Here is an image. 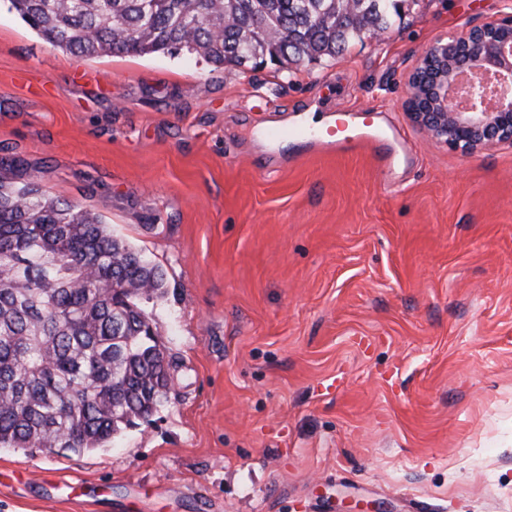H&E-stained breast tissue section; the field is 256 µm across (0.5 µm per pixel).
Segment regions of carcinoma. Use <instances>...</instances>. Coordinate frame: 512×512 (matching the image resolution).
Returning a JSON list of instances; mask_svg holds the SVG:
<instances>
[{
	"mask_svg": "<svg viewBox=\"0 0 512 512\" xmlns=\"http://www.w3.org/2000/svg\"><path fill=\"white\" fill-rule=\"evenodd\" d=\"M76 57L196 55L216 68L334 59L408 0H9ZM161 269L99 216L0 182V448L108 447L168 401L171 364L141 300Z\"/></svg>",
	"mask_w": 512,
	"mask_h": 512,
	"instance_id": "carcinoma-1",
	"label": "carcinoma"
}]
</instances>
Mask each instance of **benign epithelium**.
<instances>
[{"label": "benign epithelium", "instance_id": "1", "mask_svg": "<svg viewBox=\"0 0 512 512\" xmlns=\"http://www.w3.org/2000/svg\"><path fill=\"white\" fill-rule=\"evenodd\" d=\"M510 85L511 12L424 50L408 79V116L433 142L463 154L512 145Z\"/></svg>", "mask_w": 512, "mask_h": 512}]
</instances>
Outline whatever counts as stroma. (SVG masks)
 I'll return each mask as SVG.
<instances>
[{
    "label": "stroma",
    "instance_id": "1",
    "mask_svg": "<svg viewBox=\"0 0 512 512\" xmlns=\"http://www.w3.org/2000/svg\"><path fill=\"white\" fill-rule=\"evenodd\" d=\"M512 0H417L335 60L78 58L0 0V170L160 267L175 387L109 447L0 448V512H512V148L406 114L422 51ZM362 110L395 153L272 144ZM86 482L88 501L62 483Z\"/></svg>",
    "mask_w": 512,
    "mask_h": 512
}]
</instances>
